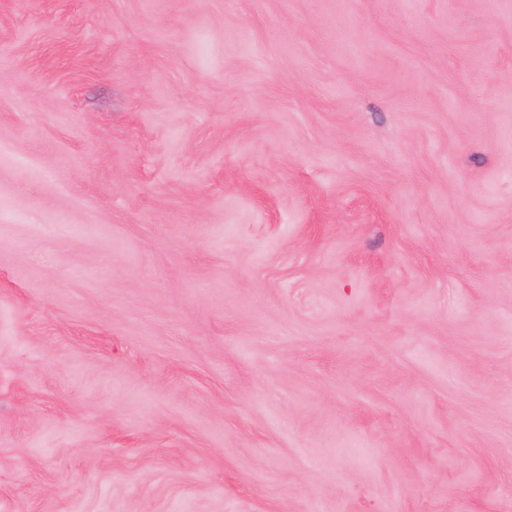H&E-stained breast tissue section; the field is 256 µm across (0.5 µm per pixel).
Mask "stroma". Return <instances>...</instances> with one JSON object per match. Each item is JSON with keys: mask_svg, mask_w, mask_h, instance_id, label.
Instances as JSON below:
<instances>
[{"mask_svg": "<svg viewBox=\"0 0 512 512\" xmlns=\"http://www.w3.org/2000/svg\"><path fill=\"white\" fill-rule=\"evenodd\" d=\"M0 512H512V0H0Z\"/></svg>", "mask_w": 512, "mask_h": 512, "instance_id": "1", "label": "stroma"}]
</instances>
